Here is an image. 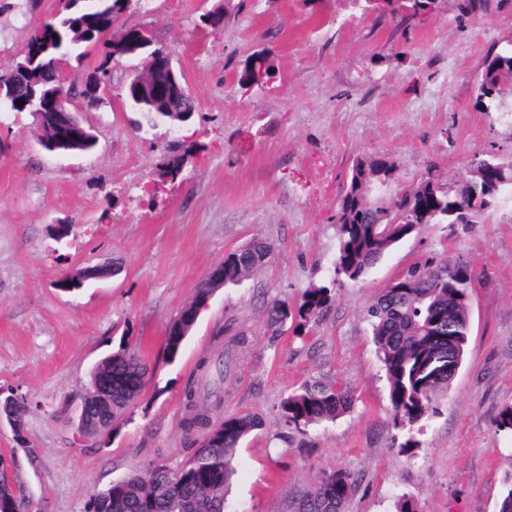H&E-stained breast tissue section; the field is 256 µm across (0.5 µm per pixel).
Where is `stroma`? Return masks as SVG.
Returning <instances> with one entry per match:
<instances>
[{"label":"stroma","mask_w":512,"mask_h":512,"mask_svg":"<svg viewBox=\"0 0 512 512\" xmlns=\"http://www.w3.org/2000/svg\"><path fill=\"white\" fill-rule=\"evenodd\" d=\"M59 0H10L0 10V69L11 66ZM223 15L220 28L207 14ZM145 26L170 52L196 99L179 127L138 129L123 87L142 60L112 68L110 89L84 123L101 134L87 154L42 149L28 112L0 114V393L25 395L24 444L0 423V455L27 512H84L90 496L156 461L176 469L195 443L181 427L187 383L210 387L198 364L228 357L221 419L256 413L262 429L235 451L229 512H288L322 473L357 479L346 512H395L397 495L421 512H498L512 470V435L496 430L512 405V196L470 233L431 224L404 239L359 282L341 281L316 326L274 331V300L296 304L333 276L335 215L352 166L387 157L402 185L429 164L457 180L477 153L512 156V85L484 111L476 87L492 48L512 40V0H435L412 14L354 0H139L111 38ZM266 56L267 82L241 84L246 59ZM185 155L178 178L163 159ZM66 222L56 241L51 227ZM259 239L269 261L216 291L175 361L166 330L224 257ZM463 254L477 273L465 360L438 414L424 421L415 456L401 454L388 383L364 311L413 263ZM117 274L65 292L76 269ZM127 345L151 368L141 395L110 432L79 431L90 373ZM353 391L352 410L305 431L282 400L307 380Z\"/></svg>","instance_id":"35a3bbf8"}]
</instances>
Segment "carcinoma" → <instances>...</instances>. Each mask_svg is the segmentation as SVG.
Masks as SVG:
<instances>
[{
  "instance_id": "carcinoma-1",
  "label": "carcinoma",
  "mask_w": 512,
  "mask_h": 512,
  "mask_svg": "<svg viewBox=\"0 0 512 512\" xmlns=\"http://www.w3.org/2000/svg\"><path fill=\"white\" fill-rule=\"evenodd\" d=\"M133 0H68L59 16L38 28L28 42L29 63L41 74L55 72L59 56L80 58L82 48L102 42L114 21ZM152 85L135 99H125L139 114V128L177 124L176 115L163 109L169 90L167 70L153 61L146 63ZM512 79V43L491 49L485 59L477 102L485 111H500L502 84ZM61 116L44 108L42 137H55ZM396 166L383 158L358 159L340 198L336 212V255L334 277L327 285H312L291 309L273 302L271 326L278 329L287 320L302 328L316 322L333 298L334 286L345 279L362 280L369 270L395 245L427 224H483L489 211L506 191L512 192V158L475 154L466 176L440 183L434 167L420 181L403 187L395 177ZM268 255L261 240H253L227 255L224 286L242 283L262 266L258 255ZM476 274L460 256H431L411 266L390 287L380 291L366 310L378 357L389 386L394 427L406 429L409 438L400 445L408 453L419 445L413 429L438 413L439 396L454 380L448 364L462 365L471 330L469 301ZM194 303L186 305L169 325L166 358L180 351L174 335ZM149 364L134 350L121 346L102 359L91 373V391L86 402L95 405L112 381L108 396L111 415L123 413L139 396L149 374ZM185 432L205 437L190 460L178 469L162 463L137 467L120 481L90 500L85 512H226V494L235 473L234 451L253 431L262 426L253 414L227 416L213 421L193 386L184 393ZM354 405L347 388L322 381H306L285 397L281 412L288 425L300 431L310 425L334 422ZM356 480L347 471L325 473L295 499L292 512H344Z\"/></svg>"
}]
</instances>
